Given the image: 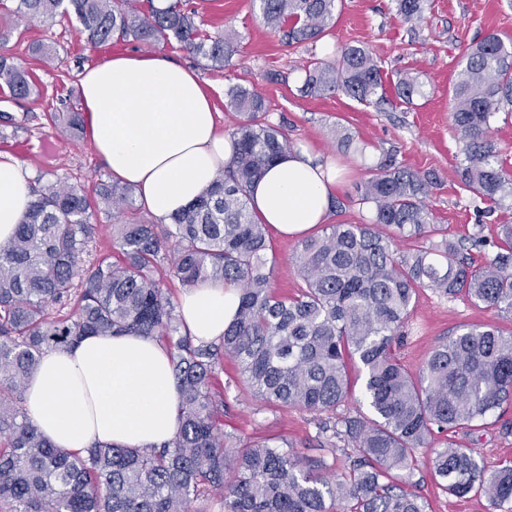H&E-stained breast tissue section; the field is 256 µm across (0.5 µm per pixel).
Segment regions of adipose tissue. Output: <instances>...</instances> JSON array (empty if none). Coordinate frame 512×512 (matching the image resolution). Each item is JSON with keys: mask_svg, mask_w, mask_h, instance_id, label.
<instances>
[{"mask_svg": "<svg viewBox=\"0 0 512 512\" xmlns=\"http://www.w3.org/2000/svg\"><path fill=\"white\" fill-rule=\"evenodd\" d=\"M81 92L96 152L158 221L194 202L233 154L197 73L162 53L112 56L83 73ZM338 187L334 165L295 149L251 186L250 209L278 235L300 237L327 220ZM31 201L21 163L0 153V245L13 238ZM239 300L236 284L203 283L181 294L178 315L196 341L212 342L233 322ZM177 399L170 354L156 338L90 335L43 355L24 408L64 451L145 450L174 439Z\"/></svg>", "mask_w": 512, "mask_h": 512, "instance_id": "ef3b65f1", "label": "adipose tissue"}]
</instances>
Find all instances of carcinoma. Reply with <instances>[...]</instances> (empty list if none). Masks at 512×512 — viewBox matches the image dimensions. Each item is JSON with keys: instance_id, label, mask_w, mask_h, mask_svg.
Wrapping results in <instances>:
<instances>
[{"instance_id": "cac0c4a2", "label": "carcinoma", "mask_w": 512, "mask_h": 512, "mask_svg": "<svg viewBox=\"0 0 512 512\" xmlns=\"http://www.w3.org/2000/svg\"><path fill=\"white\" fill-rule=\"evenodd\" d=\"M136 0H14L20 20L79 26L91 48L116 37L146 46L176 43L214 69L229 64L238 33L214 36L182 0L165 8ZM265 24L286 45L316 44L333 24L336 0H255ZM406 20L424 0H395ZM0 86L23 99L34 91L28 72L0 55ZM301 91L342 93L362 104L383 101L381 67L361 46L336 58L313 59ZM395 92L406 105L424 96L409 76ZM225 107L240 115L233 155L211 186L169 224L112 225L121 263L100 258L83 268L95 233L91 218L135 208L133 188L112 181L92 196L60 182H36L33 201L14 238L0 245V512H191L214 492L216 512H425L420 495L397 473L432 449L438 434L454 433L512 406V333L463 325L410 372L395 355L413 299L421 288L464 296L512 315V225L503 245L474 265L461 241L433 238L426 199L437 177L397 162L387 152L359 189L372 208L364 224H326L303 239L296 264L302 286L291 296L272 287L267 227L249 207V188L293 149L266 119L258 92L226 91ZM453 125L462 142L456 172L476 197L494 204L512 198V175L488 137L491 123L512 106V43L495 35L471 45L458 62L452 88ZM169 261L182 285L230 281L240 308L220 342L180 334L175 306L155 272ZM58 307L52 317L49 309ZM161 336L178 389V431L160 448L114 446L84 454L54 447L27 419V381L43 354L89 335ZM229 358L243 392L268 408L327 414L322 446L351 449L341 472L322 458L305 469L290 445L224 434V395L211 390ZM363 379L369 413L336 414L355 399L352 373ZM435 474L448 494L483 495L491 512L512 502V464L487 469L463 443L433 449Z\"/></svg>"}]
</instances>
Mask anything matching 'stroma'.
I'll return each instance as SVG.
<instances>
[{"instance_id": "obj_1", "label": "stroma", "mask_w": 512, "mask_h": 512, "mask_svg": "<svg viewBox=\"0 0 512 512\" xmlns=\"http://www.w3.org/2000/svg\"><path fill=\"white\" fill-rule=\"evenodd\" d=\"M204 28L210 33L235 30L237 52L230 66L215 70L175 45L162 51L176 63L199 74L213 107L219 112L224 130H231L238 116L226 111L225 92L241 85L261 93L267 105V119L284 125L293 145L309 146L315 153L336 160L343 184L337 191L341 210L331 211L333 224H359L369 219L371 209L358 201V189L373 174L383 152L391 151L399 162L438 178L426 203L433 222L451 239L480 233L484 244L472 250L475 263L494 255L500 227L512 224V201L485 215V203L473 198L456 173L459 142L452 121V87L458 57L469 43L495 34L512 39V0H425L420 19L408 21L397 13L394 0H341L327 37L336 46L359 45L380 61L388 87L380 104L364 105L342 95L328 93L308 96L300 87L312 58L326 57L324 43L282 44L277 33L264 23L252 0H189ZM10 27L7 41L0 42V54L23 66L36 84L33 95L13 99L0 90V112L13 115L12 124L0 125V152L17 158L35 178L61 180L92 190L109 170L94 150L86 129H70L62 119L60 97L79 90L85 68L117 54H136L137 42L115 40L89 48L79 31L69 24L14 21L0 7V28ZM55 51L46 59L42 48ZM416 76L425 95L408 106L399 101L392 85L400 75ZM345 129L361 152H347L337 144V129ZM275 257L271 280L283 294H293L301 279L294 262L298 239L271 236ZM493 324L512 330V317L477 306L463 297L440 296L430 288L417 293L405 331L407 337L398 351L401 362L418 370L442 338L463 325ZM239 370L225 361L214 381L224 394V431L245 438L269 439L294 446L304 460L326 456L316 440L317 414L302 410L261 408L259 402L241 393ZM512 408L504 420L487 416L483 425L455 433L454 438L480 452L488 467L512 460ZM431 453L417 455L412 482L426 503V512H488L485 498H457L445 493L435 476Z\"/></svg>"}]
</instances>
